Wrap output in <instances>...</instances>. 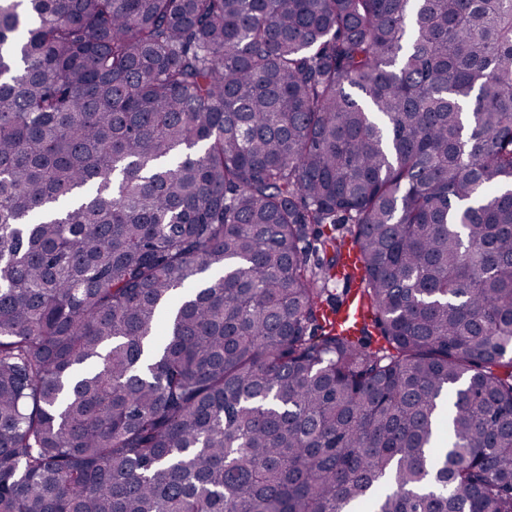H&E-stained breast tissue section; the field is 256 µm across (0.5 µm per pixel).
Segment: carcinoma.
<instances>
[{
  "label": "carcinoma",
  "mask_w": 512,
  "mask_h": 512,
  "mask_svg": "<svg viewBox=\"0 0 512 512\" xmlns=\"http://www.w3.org/2000/svg\"><path fill=\"white\" fill-rule=\"evenodd\" d=\"M509 353L512 0H0V512H512Z\"/></svg>",
  "instance_id": "cac0c4a2"
}]
</instances>
